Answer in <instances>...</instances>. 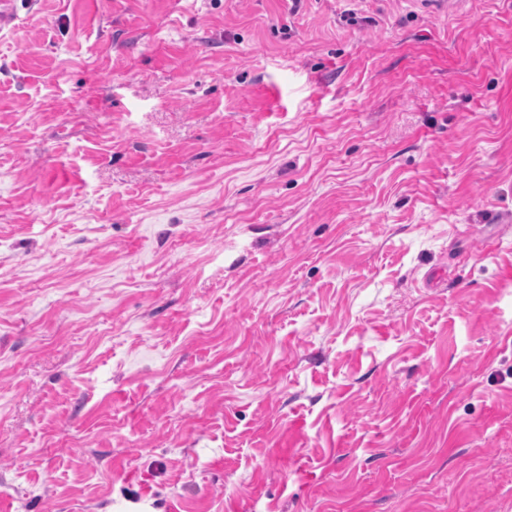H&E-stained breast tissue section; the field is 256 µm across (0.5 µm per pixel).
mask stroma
<instances>
[{"mask_svg": "<svg viewBox=\"0 0 512 512\" xmlns=\"http://www.w3.org/2000/svg\"><path fill=\"white\" fill-rule=\"evenodd\" d=\"M0 512H512V0H18Z\"/></svg>", "mask_w": 512, "mask_h": 512, "instance_id": "stroma-1", "label": "stroma"}]
</instances>
